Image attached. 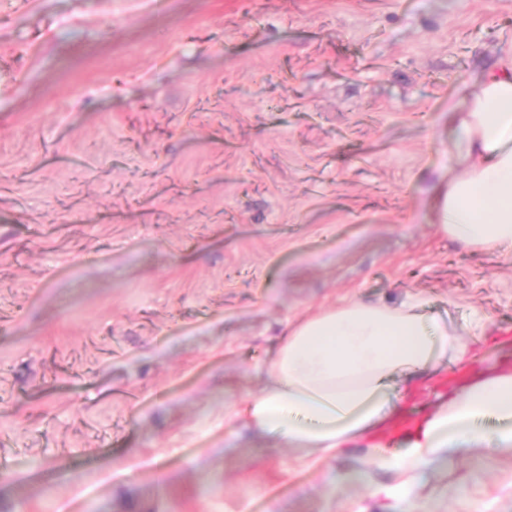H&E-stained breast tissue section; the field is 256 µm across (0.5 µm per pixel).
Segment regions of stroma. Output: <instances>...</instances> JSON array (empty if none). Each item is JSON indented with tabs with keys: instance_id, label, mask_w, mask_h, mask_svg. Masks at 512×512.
I'll return each instance as SVG.
<instances>
[{
	"instance_id": "obj_1",
	"label": "stroma",
	"mask_w": 512,
	"mask_h": 512,
	"mask_svg": "<svg viewBox=\"0 0 512 512\" xmlns=\"http://www.w3.org/2000/svg\"><path fill=\"white\" fill-rule=\"evenodd\" d=\"M512 0H0V512H324L364 449L241 434L287 322L421 293L512 364V258L433 225ZM426 512H512V451Z\"/></svg>"
}]
</instances>
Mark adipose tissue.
<instances>
[{
    "label": "adipose tissue",
    "instance_id": "1",
    "mask_svg": "<svg viewBox=\"0 0 512 512\" xmlns=\"http://www.w3.org/2000/svg\"><path fill=\"white\" fill-rule=\"evenodd\" d=\"M456 138L454 173L433 200L435 224L470 248L512 257V48L489 68L475 91L448 110ZM467 336L428 312L424 297L365 303L349 299L289 325L266 365L269 380L257 393L225 407L226 419L262 438L301 452L339 456L367 445L364 466L338 474L373 497L421 512L425 474L461 449L512 450V368L491 364L429 411H418L415 430L388 450L384 430L403 415L415 382L434 380L448 367L472 361L486 319L473 312ZM393 473L381 486L370 473Z\"/></svg>",
    "mask_w": 512,
    "mask_h": 512
}]
</instances>
